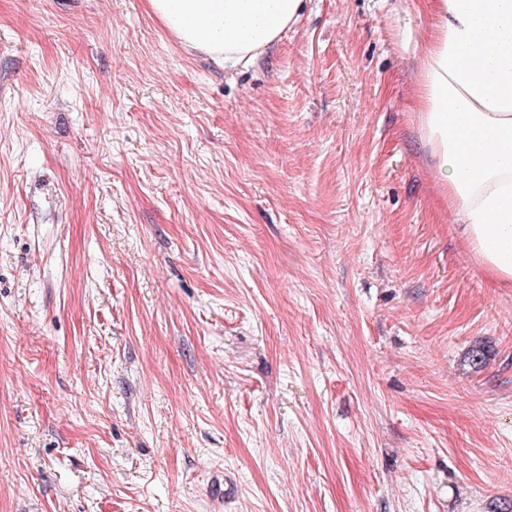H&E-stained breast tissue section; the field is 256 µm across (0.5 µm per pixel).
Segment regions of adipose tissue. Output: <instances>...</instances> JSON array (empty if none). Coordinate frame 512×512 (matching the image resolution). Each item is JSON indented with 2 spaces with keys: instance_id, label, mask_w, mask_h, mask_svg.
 I'll return each mask as SVG.
<instances>
[{
  "instance_id": "adipose-tissue-1",
  "label": "adipose tissue",
  "mask_w": 512,
  "mask_h": 512,
  "mask_svg": "<svg viewBox=\"0 0 512 512\" xmlns=\"http://www.w3.org/2000/svg\"><path fill=\"white\" fill-rule=\"evenodd\" d=\"M180 42L232 68L254 61L304 0H148ZM416 80L422 145L457 230L512 288V0H430Z\"/></svg>"
}]
</instances>
